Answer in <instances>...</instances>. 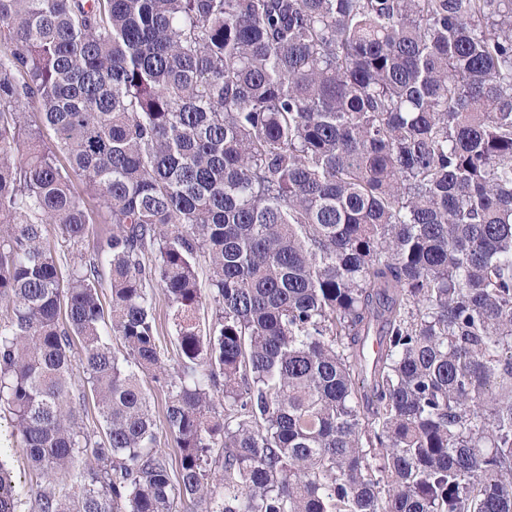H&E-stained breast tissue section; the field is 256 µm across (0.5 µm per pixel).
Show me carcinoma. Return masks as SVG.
<instances>
[{
  "mask_svg": "<svg viewBox=\"0 0 512 512\" xmlns=\"http://www.w3.org/2000/svg\"><path fill=\"white\" fill-rule=\"evenodd\" d=\"M2 405L30 512H512V0H0ZM153 301L155 307L156 322L161 334L163 345L167 344L169 352L174 348V326L172 320V310L170 309L168 300L161 288H154ZM0 446L13 475L15 497L21 503L20 512H30L37 484L42 480L33 475L25 448L22 447L20 437L12 427L11 416L4 409L0 410Z\"/></svg>",
  "mask_w": 512,
  "mask_h": 512,
  "instance_id": "1",
  "label": "carcinoma"
}]
</instances>
